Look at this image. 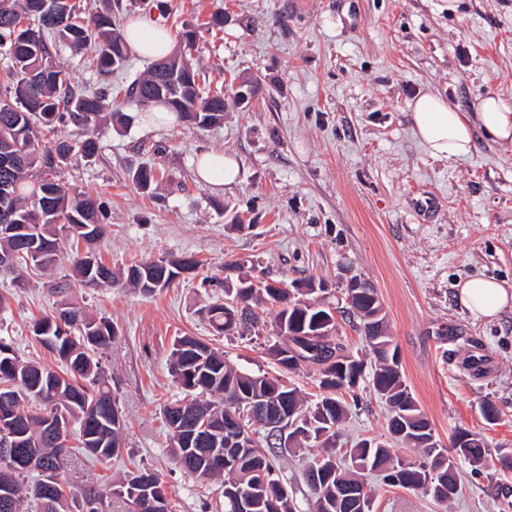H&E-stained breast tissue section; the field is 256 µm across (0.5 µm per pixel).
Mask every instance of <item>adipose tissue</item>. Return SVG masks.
I'll use <instances>...</instances> for the list:
<instances>
[{
  "mask_svg": "<svg viewBox=\"0 0 512 512\" xmlns=\"http://www.w3.org/2000/svg\"><path fill=\"white\" fill-rule=\"evenodd\" d=\"M123 36L129 48L146 58L160 57L171 50L165 27L152 17L133 18L125 25ZM411 109L413 130L434 158L466 157L479 134L493 142L512 143V107L498 97H485L475 111L465 112L427 92L416 98ZM456 297L473 317L489 321L512 309V289L493 279L458 281Z\"/></svg>",
  "mask_w": 512,
  "mask_h": 512,
  "instance_id": "adipose-tissue-1",
  "label": "adipose tissue"
}]
</instances>
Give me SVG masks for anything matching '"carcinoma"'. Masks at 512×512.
I'll list each match as a JSON object with an SVG mask.
<instances>
[{"label": "carcinoma", "instance_id": "1", "mask_svg": "<svg viewBox=\"0 0 512 512\" xmlns=\"http://www.w3.org/2000/svg\"><path fill=\"white\" fill-rule=\"evenodd\" d=\"M75 50L95 48L89 66L101 74L123 67L128 46L112 21V7L106 6L88 20L81 18L72 0H0V51L10 56L6 72L9 96L0 99V212L11 214L16 232L0 234V255L9 256L18 267L46 270L59 260L60 241L66 237L78 244L91 245L107 232L105 206L98 199L71 188L56 171L72 153L86 162L96 160L99 151L97 125L109 107L130 102L163 105L181 118L205 129L224 121L226 94L201 91L198 73L180 56L179 66L168 69L153 61L147 73L126 91L123 100L112 98V88L89 93L71 84L69 74L55 61L48 38ZM73 125L86 131L84 139L72 144L66 140L44 142L40 133ZM72 275L89 287H110L123 280L149 295L157 283L168 286L171 276L194 272L200 262L192 255L136 264L121 272L101 260L89 267L83 253L70 256ZM323 281L309 277L289 285L263 280L248 288L240 281L224 283V302L207 308L210 325L219 333L242 334L257 324L254 308H277L275 341L269 347L276 364L296 371L304 363L318 367L321 396L314 408L304 407L295 388H285L275 377L231 367L224 352L193 337L179 338L169 359V370L185 396L164 408L163 416L171 436L170 454L184 475L200 481L220 478L224 484V512H234L235 494L245 492L256 502L254 512H269L267 488L280 482L274 475L273 460L257 445L241 458L239 467L215 463L219 453L236 454L224 447V415L230 408L250 424V406L242 393L253 395L286 392L289 406L308 426L305 443H319L323 452L312 458L305 478L314 496V512H330L336 496L344 497L342 512H359L356 499L348 496L351 487L364 485L366 473L378 475L386 485L420 491L439 503L450 498L434 495L435 486L457 485L455 470L448 469V455L441 446L418 445L407 438L401 441L421 450L417 464L396 457L382 441L355 443L337 456L338 428L347 411L336 392L352 391L363 380L364 360L343 352L336 343L335 319L330 311L307 301L324 291ZM54 291L63 297L50 315L32 325L33 336L61 363L63 371L46 368L19 356L12 344L0 338V421H12L20 434L21 451L34 463L14 472L16 493L6 509L20 512L23 503H34L37 512H99L96 491L84 490L69 499L60 480L70 448L57 444L47 434V424L64 411L74 421L79 448L98 461H109L119 453V431L123 417L112 396V385L104 376L102 354L112 344L117 330L108 319H94L68 300L69 281L56 283ZM349 313L359 319L366 347L375 359L373 391L389 406L387 430L394 434L393 417L409 429L423 425L425 417L409 391L400 371L398 349L393 346L380 300L354 295ZM200 419L208 421L205 437L185 443L184 432L176 422L189 426ZM457 458L479 472L486 467L487 449L473 438L463 448H453ZM328 473L324 480L312 479V467ZM38 471L39 479L26 481V473Z\"/></svg>", "mask_w": 512, "mask_h": 512}]
</instances>
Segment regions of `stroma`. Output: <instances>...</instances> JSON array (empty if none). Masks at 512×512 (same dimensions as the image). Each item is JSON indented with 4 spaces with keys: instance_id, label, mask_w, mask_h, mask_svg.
<instances>
[{
    "instance_id": "stroma-1",
    "label": "stroma",
    "mask_w": 512,
    "mask_h": 512,
    "mask_svg": "<svg viewBox=\"0 0 512 512\" xmlns=\"http://www.w3.org/2000/svg\"><path fill=\"white\" fill-rule=\"evenodd\" d=\"M111 3L117 25L139 16L160 18L172 43L196 32L187 57L207 87L230 88L253 79L257 94L229 104L221 125L202 130L183 121L153 124L129 104L107 115L94 163L71 156L60 171L78 190L105 202L106 235L94 252L113 269L132 262L192 254L203 263L169 287L144 295L135 288L74 285L69 297L91 315L112 321L118 334L102 356L112 395L124 419L123 445L107 462L69 461L66 490L95 485L100 512H128L117 488L135 468L160 473L171 512H224L220 482L186 477L169 454L162 412L184 392L168 371L173 343L195 336L221 349L231 366L279 377L307 404L320 395L318 372L293 373L269 353L275 311L245 336L218 335L206 309L223 298L205 278L223 275L226 262L290 283L324 280L316 301L336 308L342 279L358 275L374 285L398 347L404 380L441 445L459 427L488 444V465L471 474L459 464V492L445 504L391 487L375 476L372 512H512V473L496 468L512 453V311L492 322L459 305V280L491 277L512 285V144L477 139L470 156L432 158L415 138L410 104L424 92L475 111L487 95L512 105V0H81L85 17ZM227 16L223 31H208L210 13ZM56 59L76 87L112 92L140 78L147 59L129 54L103 79L88 54L57 46ZM234 158L233 184L199 181L205 153ZM154 168L149 190L133 180ZM70 244L47 272H0V338L23 358L58 369L32 334L60 298L51 284L70 272ZM347 416L339 441H390L387 407L372 389L343 394ZM492 400L499 420L480 413ZM405 462L420 453L390 441ZM317 444L276 458L298 512H313L302 464L321 454Z\"/></svg>"
}]
</instances>
